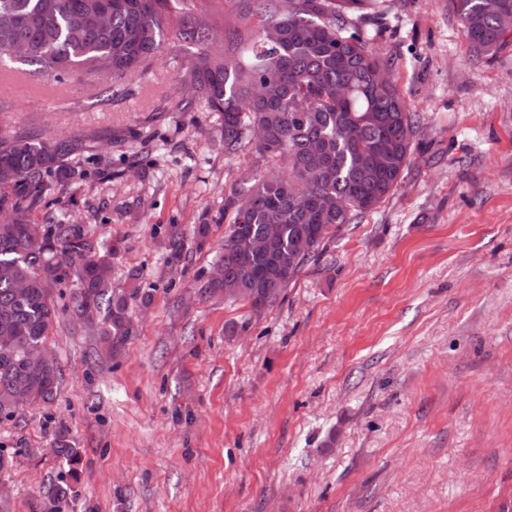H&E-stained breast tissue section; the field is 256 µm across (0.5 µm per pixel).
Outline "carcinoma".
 <instances>
[{
  "label": "carcinoma",
  "instance_id": "cac0c4a2",
  "mask_svg": "<svg viewBox=\"0 0 512 512\" xmlns=\"http://www.w3.org/2000/svg\"><path fill=\"white\" fill-rule=\"evenodd\" d=\"M212 2L112 0L109 23L99 27L97 0H0V55L24 41L29 56L21 64L56 81H93L99 64L109 62L112 89L165 48L186 52L183 79L195 91L170 102L171 111L203 106L215 113L227 156L250 147L268 164L288 163V177L240 179L224 196L227 228L216 265L239 288L236 298L269 307L319 256L330 230L394 192L421 117L395 81H377L390 64L358 28L363 17L382 13L381 0H229L235 22L224 24L216 46L197 20ZM450 2L475 56L491 58L512 42L501 32L512 0ZM257 83L265 86L260 97L251 93ZM338 86L349 95L336 97ZM253 126L267 131L266 142L252 140ZM88 148L81 138L47 142L26 130L0 137V210L13 214L12 223L0 224V414L34 386L40 403L58 388L56 362L37 377L23 369L28 348L44 342L56 321L53 287L77 282L75 314L98 326L112 349L136 333L131 302H152L142 288L112 287V251L95 252L77 225L50 215L42 240L28 234V210L68 186L76 175L72 159ZM269 224L281 229L271 262L253 251Z\"/></svg>",
  "mask_w": 512,
  "mask_h": 512
}]
</instances>
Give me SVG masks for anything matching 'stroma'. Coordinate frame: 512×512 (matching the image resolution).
I'll return each mask as SVG.
<instances>
[{"label": "stroma", "instance_id": "obj_1", "mask_svg": "<svg viewBox=\"0 0 512 512\" xmlns=\"http://www.w3.org/2000/svg\"><path fill=\"white\" fill-rule=\"evenodd\" d=\"M362 27L423 118L409 167L256 317L197 288L232 181L269 166L227 157L214 113L168 111L184 53L109 103L98 81L0 69V136L94 143L29 218L116 246L113 286L153 296L115 351L59 298L54 400L0 415V512L64 481L60 512H512V44L475 57L449 0H385Z\"/></svg>", "mask_w": 512, "mask_h": 512}]
</instances>
